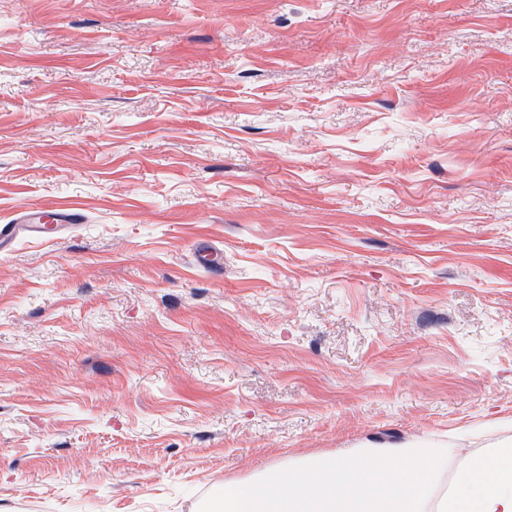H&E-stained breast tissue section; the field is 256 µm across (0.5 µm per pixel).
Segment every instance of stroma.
<instances>
[{"mask_svg": "<svg viewBox=\"0 0 512 512\" xmlns=\"http://www.w3.org/2000/svg\"><path fill=\"white\" fill-rule=\"evenodd\" d=\"M60 201L0 254V512L512 440V0H0V224ZM81 208L60 204L47 209H24L17 213L12 224L0 225V248L8 250L22 233L32 239L44 238L46 220L52 224H78L82 222Z\"/></svg>", "mask_w": 512, "mask_h": 512, "instance_id": "obj_1", "label": "stroma"}]
</instances>
